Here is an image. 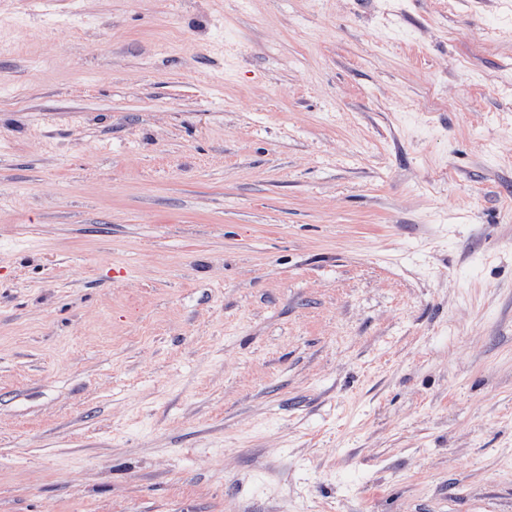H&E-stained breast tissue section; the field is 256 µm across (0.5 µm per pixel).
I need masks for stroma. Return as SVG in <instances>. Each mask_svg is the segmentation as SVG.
I'll return each instance as SVG.
<instances>
[{
  "mask_svg": "<svg viewBox=\"0 0 512 512\" xmlns=\"http://www.w3.org/2000/svg\"><path fill=\"white\" fill-rule=\"evenodd\" d=\"M0 512H512V0H0Z\"/></svg>",
  "mask_w": 512,
  "mask_h": 512,
  "instance_id": "35a3bbf8",
  "label": "stroma"
}]
</instances>
